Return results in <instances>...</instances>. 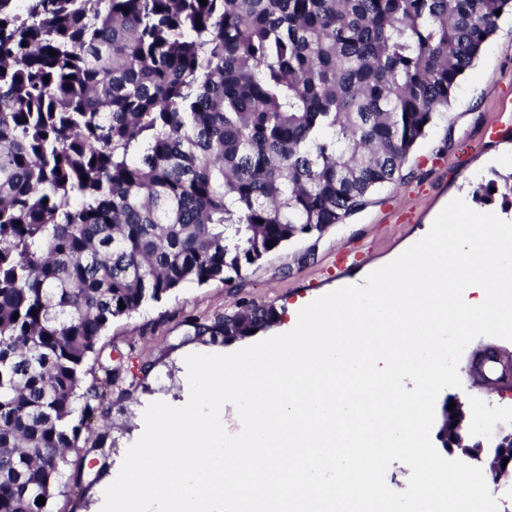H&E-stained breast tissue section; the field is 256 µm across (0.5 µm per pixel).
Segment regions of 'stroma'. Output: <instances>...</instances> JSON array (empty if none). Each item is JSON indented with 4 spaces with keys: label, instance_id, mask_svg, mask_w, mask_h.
Segmentation results:
<instances>
[{
    "label": "stroma",
    "instance_id": "35a3bbf8",
    "mask_svg": "<svg viewBox=\"0 0 512 512\" xmlns=\"http://www.w3.org/2000/svg\"><path fill=\"white\" fill-rule=\"evenodd\" d=\"M512 144V15L497 22L473 66L463 75L448 112L411 154L404 180L372 195L364 207L322 234L301 238L247 267L240 276L203 285H188L139 312L114 319L101 339L116 346L133 383L112 390L105 420L93 423L81 452L88 465L80 487L58 497L55 512H98L101 493L127 448L144 429L143 412L162 398L181 401L186 318H215L243 304L287 311L300 300L335 290L355 274L339 270L340 253L359 254L368 266L395 254L426 223L434 221L450 195L471 179L502 183L512 175V157L501 166L484 167V160ZM512 364V344L493 337L474 339L458 366L462 385L443 390L439 402L461 403L472 424L473 439L494 420L498 430L512 431V388L488 390L472 360L488 350Z\"/></svg>",
    "mask_w": 512,
    "mask_h": 512
}]
</instances>
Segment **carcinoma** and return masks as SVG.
<instances>
[{"label": "carcinoma", "instance_id": "1", "mask_svg": "<svg viewBox=\"0 0 512 512\" xmlns=\"http://www.w3.org/2000/svg\"><path fill=\"white\" fill-rule=\"evenodd\" d=\"M498 10L512 0H0V512H53L82 483L69 456L124 374L85 379L112 320L393 184ZM277 320L253 306L186 335Z\"/></svg>", "mask_w": 512, "mask_h": 512}]
</instances>
